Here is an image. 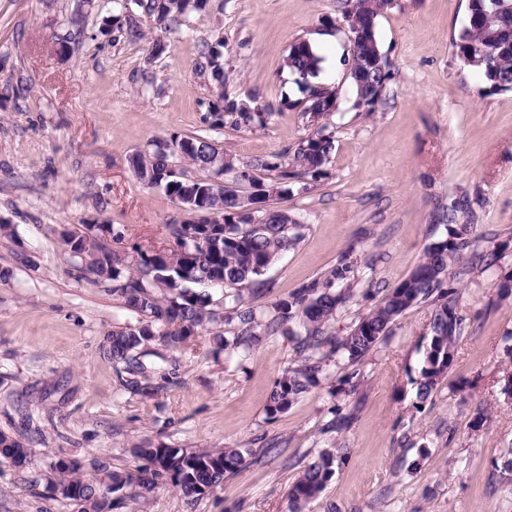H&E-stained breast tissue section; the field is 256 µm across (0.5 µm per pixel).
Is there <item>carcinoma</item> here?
Masks as SVG:
<instances>
[{
  "label": "carcinoma",
  "instance_id": "carcinoma-1",
  "mask_svg": "<svg viewBox=\"0 0 512 512\" xmlns=\"http://www.w3.org/2000/svg\"><path fill=\"white\" fill-rule=\"evenodd\" d=\"M208 0H137L135 5L152 19L155 27L174 31L191 13L206 9ZM386 0H344L341 18L347 27L359 26L371 45L351 53L350 70L357 72L373 59L371 83L365 89L367 102L355 106L373 112L381 100L377 88H385L394 78L391 65L380 52L376 32L368 31L366 14L378 17ZM465 50L489 89L512 88V0H468L467 25L453 43ZM223 41L206 45L195 62V70L208 77L217 93L209 99L204 123L214 130L235 131L267 125L273 107L253 97L237 99L224 93L227 78ZM322 58L307 40L293 44L286 56L288 72L302 97L284 102L303 112L311 131L293 147L240 165L212 140L203 136H172L152 144L129 158V166L145 186L160 189L176 202L194 200L203 210L224 215L221 224L190 223L182 219L165 225L171 247L161 251L133 253L114 251L93 233L62 235L65 251L80 269L107 287L139 319L107 333L105 352L112 363L123 366V386L150 397L156 386L145 375L140 357L156 341L170 348L190 345L205 332L217 331L216 344L251 350L262 336L299 319L295 348L305 355L303 364L288 369L275 383L267 402V412H285L309 389L317 386L327 362L341 354L351 362L361 361L390 336L393 325L408 311L429 309L430 344L416 394L424 403L452 366L463 319L457 313L456 291L451 286L453 266L469 248L465 227L451 229L442 239L429 243L410 273L344 336H335L328 325L352 296L351 256L285 298L276 300L268 315L236 292L224 294L221 302L198 286L236 288L257 285L263 293L272 285L263 279L265 271L280 253L302 238L300 224L285 206L274 200H288L300 180L317 182L326 176L325 165L333 150V136L325 119L333 113L337 86L321 79ZM180 158L193 166L196 176L177 167ZM262 169L272 173L265 181L255 175ZM220 170L231 178V186L220 188L210 182ZM232 340L224 338V333ZM139 464L132 470H117L109 459L96 457L86 464L78 458L60 457L51 464L49 483L54 494L69 502L74 512H117L126 501L143 498L163 486H170L193 502L210 495L224 479L238 472L244 455L237 448H169L147 442L131 449ZM31 451L6 431H0V466L24 470ZM337 456L323 452L292 482L288 489V512H304L335 474Z\"/></svg>",
  "mask_w": 512,
  "mask_h": 512
}]
</instances>
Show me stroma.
<instances>
[{
    "label": "stroma",
    "instance_id": "stroma-1",
    "mask_svg": "<svg viewBox=\"0 0 512 512\" xmlns=\"http://www.w3.org/2000/svg\"><path fill=\"white\" fill-rule=\"evenodd\" d=\"M102 0H0V430L31 450L25 471L0 468V512H73L47 475L58 456L110 455L134 466L143 441L171 448H237L243 467L216 494L190 503L168 488L122 512H288V488L322 452L341 461L306 512H512V91H493L453 44L467 0H396L376 20L395 76L375 112L353 108L344 31L321 44V76L341 90L334 147L321 181L295 186L287 207L301 240L267 270L261 308L338 265L358 264L353 296L332 331L348 328L400 283L448 214L470 213L454 286L464 330L454 362L425 403L415 381L430 343L429 312L400 317L363 360L336 357L318 387L276 417L266 405L286 368L300 366L297 322L253 350H219L212 336L146 357L179 382L147 399L126 390L103 351L107 331L137 316L88 281L61 244L85 225L119 230L116 250L168 248L182 213L144 186L129 159L160 138L202 135L249 164L295 145L307 120L285 100L300 93L284 62L290 46L340 16L338 0H209L179 33L137 16L139 36L106 26ZM166 54L150 58L154 40ZM223 41L225 91L259 94L276 110L266 128L211 130L213 86L195 70L204 45ZM500 247L493 266L478 253ZM482 427H475L477 412ZM351 416L346 427L335 420Z\"/></svg>",
    "mask_w": 512,
    "mask_h": 512
}]
</instances>
